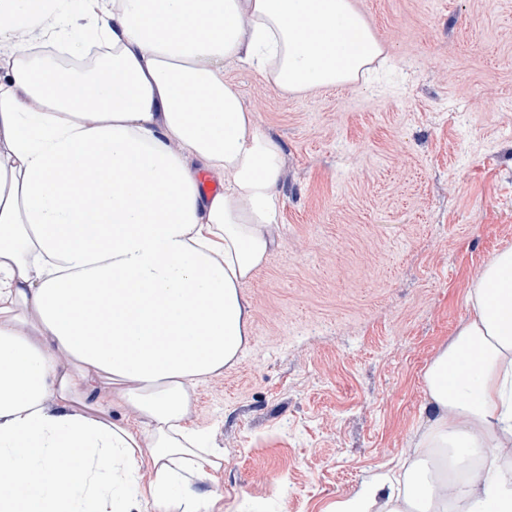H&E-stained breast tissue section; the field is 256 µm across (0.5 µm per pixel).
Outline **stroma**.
<instances>
[{"mask_svg":"<svg viewBox=\"0 0 512 512\" xmlns=\"http://www.w3.org/2000/svg\"><path fill=\"white\" fill-rule=\"evenodd\" d=\"M384 48L301 93L225 66L284 148L278 241L243 290L249 344L202 381L223 512H328L411 458L423 374L512 247V0H353Z\"/></svg>","mask_w":512,"mask_h":512,"instance_id":"stroma-1","label":"stroma"}]
</instances>
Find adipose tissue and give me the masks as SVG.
I'll return each instance as SVG.
<instances>
[{"label": "adipose tissue", "mask_w": 512, "mask_h": 512, "mask_svg": "<svg viewBox=\"0 0 512 512\" xmlns=\"http://www.w3.org/2000/svg\"><path fill=\"white\" fill-rule=\"evenodd\" d=\"M33 2L0 0V512H215L184 491L222 466L188 421L248 344L242 289L276 246L283 154L224 66L302 92L357 81L384 49L352 0ZM35 30L112 62L35 68L19 37ZM469 305L424 373L404 482L373 476L332 512H512V247ZM472 450L480 468L449 485Z\"/></svg>", "instance_id": "obj_1"}]
</instances>
